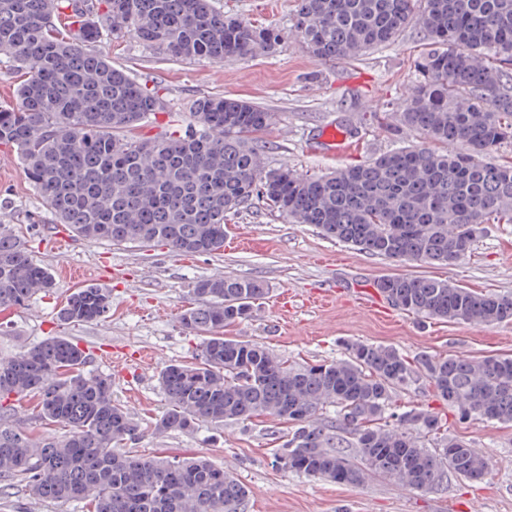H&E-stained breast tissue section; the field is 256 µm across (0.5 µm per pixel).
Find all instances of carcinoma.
Segmentation results:
<instances>
[{
  "instance_id": "obj_1",
  "label": "carcinoma",
  "mask_w": 512,
  "mask_h": 512,
  "mask_svg": "<svg viewBox=\"0 0 512 512\" xmlns=\"http://www.w3.org/2000/svg\"><path fill=\"white\" fill-rule=\"evenodd\" d=\"M428 35L396 109L397 129L457 147L399 146L322 176L264 169L255 134L273 113L220 94L192 101L193 127L138 130L164 111L159 89L95 49L131 36L183 61L271 54L279 31L216 11L211 0H0V65L21 73L15 104L0 107V145L12 151L54 223L113 245L162 243L188 256L224 248L228 218L253 198L291 223L400 261L452 265L482 225L512 224V0H300V47L320 60H352L392 43L412 22ZM71 26L65 31L62 24ZM53 275L12 224H0V310L53 291ZM373 287L398 310L473 325L512 321V295L481 293L425 276L388 275ZM204 302L180 314L202 338L192 360L166 365L159 432L266 416L288 425L275 462L329 482L388 476L426 491L448 472L483 479L488 458L448 434L441 417L399 405L424 382L462 422L512 424V355L480 360L388 345L342 344L332 361L294 363L224 335L269 289L215 275L192 282ZM112 291L75 289L63 324L107 318ZM38 396L40 419L62 432L34 437L6 416ZM140 425L112 400V379L54 336L0 357V478L43 501L85 512H247L248 492L202 457L131 451ZM357 449L350 456L342 445Z\"/></svg>"
}]
</instances>
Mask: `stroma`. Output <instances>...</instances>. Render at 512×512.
<instances>
[{"mask_svg":"<svg viewBox=\"0 0 512 512\" xmlns=\"http://www.w3.org/2000/svg\"><path fill=\"white\" fill-rule=\"evenodd\" d=\"M299 0H212L227 14L277 28L275 53L229 57L223 63L181 61L130 38L98 48L113 65L159 88L165 102L155 125L192 122V100L219 93L273 113L259 133L265 167L282 164L319 176L372 160L403 145L421 144L417 133H398L384 102L401 97L414 78L426 42L410 24L390 45L357 60L321 61L304 52L294 35ZM353 132L348 153L328 155L320 134L328 126ZM0 222L15 225L35 259L49 268L56 291L0 314V355L52 336H66L85 351L90 369L111 376L112 398L137 418L143 435L136 454L203 456L233 472L248 489V512H512V426L462 423L449 417L448 432L490 457L485 478L448 475L435 489H407L378 476L364 484H339L279 468L277 436L284 426L267 417L223 426L199 425L186 433L158 434L165 408L161 369L191 359L200 339L179 322L193 303V281L216 273L263 281L269 293L248 320L226 327L228 336L260 342L288 361H331L344 341L388 344L411 357L420 352L481 359L512 354V322L465 325L417 317L392 307L373 286L392 275L449 280L478 292L512 293V224L487 225L472 253L445 267L397 261L327 239L313 226L294 224L256 200L228 222L224 249L212 256L176 254L169 247L116 246L82 240L50 221L42 198L15 156L0 146ZM79 269L70 279L69 269ZM101 284L112 291V313L99 322L60 325L57 313L75 289ZM332 290V305L316 304ZM143 351L146 362L133 363Z\"/></svg>","mask_w":512,"mask_h":512,"instance_id":"obj_1","label":"stroma"}]
</instances>
